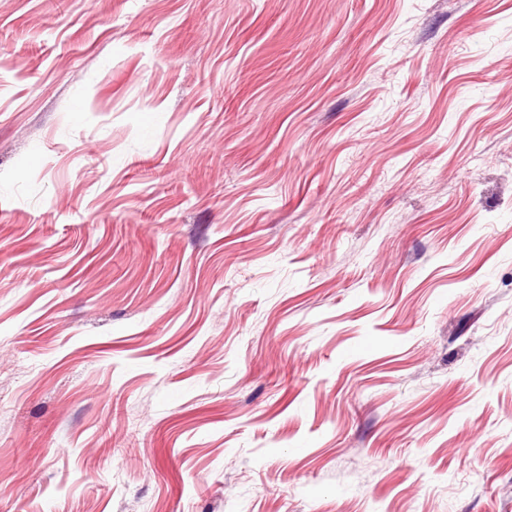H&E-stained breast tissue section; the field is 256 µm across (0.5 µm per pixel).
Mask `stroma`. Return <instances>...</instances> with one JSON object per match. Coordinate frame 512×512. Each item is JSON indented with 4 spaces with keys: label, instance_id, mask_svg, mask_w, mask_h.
<instances>
[{
    "label": "stroma",
    "instance_id": "35a3bbf8",
    "mask_svg": "<svg viewBox=\"0 0 512 512\" xmlns=\"http://www.w3.org/2000/svg\"><path fill=\"white\" fill-rule=\"evenodd\" d=\"M0 512H512V0H0Z\"/></svg>",
    "mask_w": 512,
    "mask_h": 512
}]
</instances>
